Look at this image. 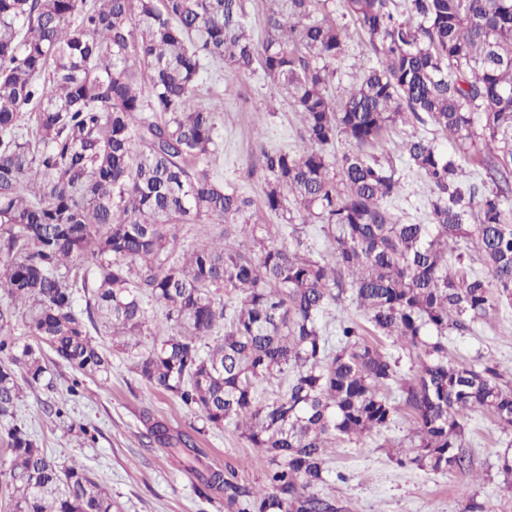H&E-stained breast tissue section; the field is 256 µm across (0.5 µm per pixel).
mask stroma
I'll return each mask as SVG.
<instances>
[{
    "label": "stroma",
    "instance_id": "35a3bbf8",
    "mask_svg": "<svg viewBox=\"0 0 512 512\" xmlns=\"http://www.w3.org/2000/svg\"><path fill=\"white\" fill-rule=\"evenodd\" d=\"M373 57L365 38L350 31L346 51L335 62L330 96L341 100ZM197 100L221 106V148L209 159L214 173L249 200L247 218L279 224L280 216L266 212L262 204L267 172L261 151L301 146L302 126L295 112L275 95L262 71L240 72L228 66L203 75ZM413 132L436 136L433 126L412 120L391 130L376 153L381 160L392 161L401 177L393 209L405 223L423 224L429 192L422 174L405 165L403 154V143ZM448 348L467 362L483 358L499 363L512 382V308L502 310L495 326L479 324L473 335L449 337ZM42 354L50 365L51 382L22 384L16 419L59 465L81 464L105 484L114 512H227L223 499L207 498L168 450L150 441L143 422L148 413L164 418L172 430L194 432L205 464L233 470L239 482L262 483L256 451L234 425L210 427L197 408L145 385L135 374L130 355L112 350L108 377L84 378L83 393L73 396L68 391L72 370L56 362L50 349ZM57 404L65 405L66 417L48 419L46 409ZM89 428L94 436H86ZM409 437V423L401 417L381 434L331 449L322 492L342 500L349 512H463L461 493L466 490L483 503L485 512H512V492L505 489L498 472V454L512 443V428L502 429L487 415L473 418L465 441L472 462L468 473L398 467L388 445L408 442Z\"/></svg>",
    "mask_w": 512,
    "mask_h": 512
}]
</instances>
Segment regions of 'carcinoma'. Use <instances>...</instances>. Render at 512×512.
Masks as SVG:
<instances>
[{"label": "carcinoma", "mask_w": 512, "mask_h": 512, "mask_svg": "<svg viewBox=\"0 0 512 512\" xmlns=\"http://www.w3.org/2000/svg\"><path fill=\"white\" fill-rule=\"evenodd\" d=\"M269 2L259 45L242 0H0V418L14 414L15 366L40 383L46 346L82 376H106L92 334L111 336L146 385L212 427L235 424L259 449L264 481L245 485L200 464L190 433L145 414L149 435L206 495L231 512H347L319 491L336 444L403 412L414 438L396 463L446 472L465 466L474 416L512 427L499 366L448 350L449 336L512 305V0H409L405 15L394 0H343L378 59L338 103L328 87L346 34L326 0ZM214 63L257 65L288 98L303 145L262 150L264 206L326 225L330 258L235 223L248 200L200 163L219 149L217 108L195 96ZM409 115L449 146L406 143L430 191L428 224L392 211L400 178L371 153ZM340 136L353 150L336 163L327 149ZM458 154L495 190L477 193ZM215 223L221 239L177 257L173 226L206 236ZM348 299L373 335L407 351L412 373L353 320L331 335L324 314ZM17 306L33 345L11 337ZM280 378L286 390L259 396L258 383ZM6 435L12 512H112V495L82 465H57L21 423Z\"/></svg>", "instance_id": "obj_1"}]
</instances>
